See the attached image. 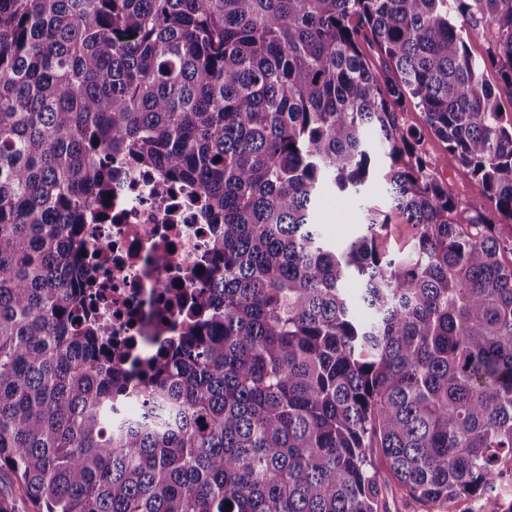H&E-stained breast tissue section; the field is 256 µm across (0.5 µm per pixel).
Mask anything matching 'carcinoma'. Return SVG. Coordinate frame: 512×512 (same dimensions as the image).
Returning a JSON list of instances; mask_svg holds the SVG:
<instances>
[{
	"label": "carcinoma",
	"instance_id": "cac0c4a2",
	"mask_svg": "<svg viewBox=\"0 0 512 512\" xmlns=\"http://www.w3.org/2000/svg\"><path fill=\"white\" fill-rule=\"evenodd\" d=\"M465 26L497 30L488 57ZM489 66L512 99V0H0V472L35 512H378L379 457L441 512L512 479V117ZM411 106L486 202L448 192ZM380 155L414 242L381 250L371 212L338 252L312 215ZM116 158L218 225L206 319L118 425L112 336L73 323Z\"/></svg>",
	"mask_w": 512,
	"mask_h": 512
}]
</instances>
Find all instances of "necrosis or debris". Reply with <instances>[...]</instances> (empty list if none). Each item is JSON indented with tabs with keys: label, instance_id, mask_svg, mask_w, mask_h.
Here are the masks:
<instances>
[{
	"label": "necrosis or debris",
	"instance_id": "obj_1",
	"mask_svg": "<svg viewBox=\"0 0 512 512\" xmlns=\"http://www.w3.org/2000/svg\"><path fill=\"white\" fill-rule=\"evenodd\" d=\"M112 169L107 215L81 234L82 266L89 316L108 328L112 363L126 370L180 334L215 227L189 188L122 161Z\"/></svg>",
	"mask_w": 512,
	"mask_h": 512
}]
</instances>
